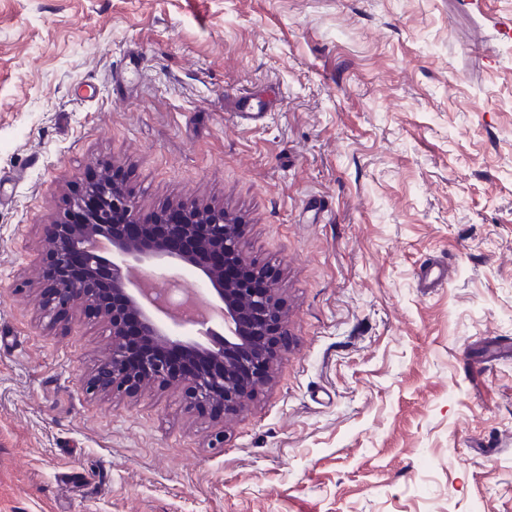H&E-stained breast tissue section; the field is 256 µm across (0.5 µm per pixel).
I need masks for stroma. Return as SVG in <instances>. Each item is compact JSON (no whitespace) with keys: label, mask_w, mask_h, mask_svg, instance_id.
Here are the masks:
<instances>
[{"label":"stroma","mask_w":512,"mask_h":512,"mask_svg":"<svg viewBox=\"0 0 512 512\" xmlns=\"http://www.w3.org/2000/svg\"><path fill=\"white\" fill-rule=\"evenodd\" d=\"M260 119L243 124L239 113ZM241 217L290 335L240 412L89 394L43 225L95 163ZM445 260L442 287L417 286ZM512 0H0V512H512Z\"/></svg>","instance_id":"stroma-1"}]
</instances>
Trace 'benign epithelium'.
<instances>
[{
    "label": "benign epithelium",
    "mask_w": 512,
    "mask_h": 512,
    "mask_svg": "<svg viewBox=\"0 0 512 512\" xmlns=\"http://www.w3.org/2000/svg\"><path fill=\"white\" fill-rule=\"evenodd\" d=\"M93 194L99 205L85 224L70 223V212ZM177 224L166 223L165 211L141 220L121 178L104 173L89 180L68 201L62 217L42 228L41 245L45 262L39 281L44 307L50 311L71 308L84 302L112 328V353L89 380L87 390L132 393L146 382L165 386L180 382L189 404L204 409L221 407L239 411L272 380L280 359L279 341L288 336L283 302L270 272L253 262L243 251V225L222 208L179 202ZM125 211L130 221L141 226L135 238L111 223L112 213ZM98 235L111 242L112 258H101L83 247V240ZM166 261L182 262L203 277L224 316V352L214 351L200 341L177 336L157 322L153 311L165 310L151 288L129 289L124 269ZM249 265L269 280L259 291L244 280L224 276V263ZM138 321L139 335L158 348H184L204 363L203 371L180 374L167 363L146 357L141 370L125 360L126 318Z\"/></svg>",
    "instance_id": "obj_1"
}]
</instances>
